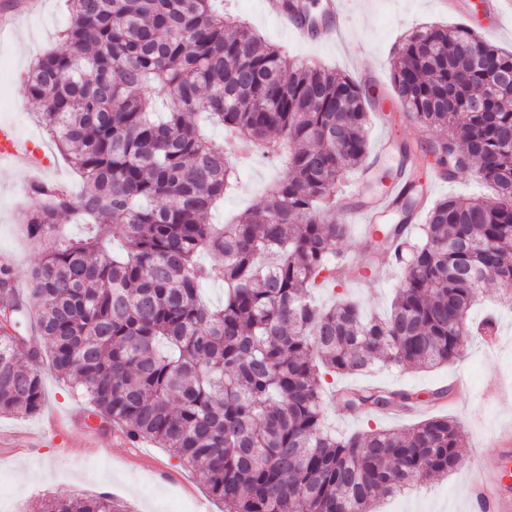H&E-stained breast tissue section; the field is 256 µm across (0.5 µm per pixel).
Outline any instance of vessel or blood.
<instances>
[{"instance_id": "obj_1", "label": "vessel or blood", "mask_w": 512, "mask_h": 512, "mask_svg": "<svg viewBox=\"0 0 512 512\" xmlns=\"http://www.w3.org/2000/svg\"><path fill=\"white\" fill-rule=\"evenodd\" d=\"M264 12L272 18L288 22L290 28L305 42L320 41L332 34L346 9L345 0H320V25L312 27L304 12L303 0H262ZM443 13L472 21L475 11H482L483 27L495 33L502 29L506 12H512V0H437ZM49 162L37 138L23 139L7 124H0V167L24 168L30 182H41ZM417 181L414 168H405L399 181L380 198L346 206L353 221L378 224L392 211L398 201ZM83 417L74 413L65 417L52 416L40 431L0 432V446L31 450L42 443L45 435L63 438L65 433L81 426ZM497 454L477 455L471 462L468 496L471 512H512V433L503 432L497 438Z\"/></svg>"}]
</instances>
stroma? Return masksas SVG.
Segmentation results:
<instances>
[{"label":"stroma","instance_id":"35a3bbf8","mask_svg":"<svg viewBox=\"0 0 512 512\" xmlns=\"http://www.w3.org/2000/svg\"><path fill=\"white\" fill-rule=\"evenodd\" d=\"M66 11L65 0H38L37 8L21 14L14 28L0 36V122L12 125L20 137L36 136L39 107L25 88L22 75L32 59L57 44L56 32ZM224 11L245 21L267 42L280 47L298 63L333 69L358 76L362 64H370L378 75L371 90L385 105L383 116H371L368 138L371 147H378L383 138H391L392 148L386 165L397 166L401 146L417 148L434 140V133L423 130L415 120L401 116L392 84L395 48L402 36L425 25L453 27L456 18L440 13L436 0H349L341 31L336 37L314 44L300 42L288 26L267 17L261 0H224ZM279 161L262 158L251 165L249 179L243 190L224 200V216L251 207L264 205V184L268 176L281 171ZM26 181L24 169L0 170V255L13 258L18 286H25L30 269L41 253L32 248L22 235L19 215L25 205L19 191ZM402 273L390 268L382 278H369L347 285L349 294L364 301L367 308L383 314L389 311ZM503 285L493 282L484 288L475 306L473 317L486 311H497L500 319L501 347L494 356H487L477 338H468L461 357L453 363L431 369H401L378 365L368 376L344 378L347 386L376 384L389 388H406L425 393L437 388L449 391L436 413L457 419L465 431L464 455L480 449L495 450L498 432L512 425V308L504 306ZM500 379L510 392V399L490 402L482 390L488 378ZM45 402L41 414L26 417H0L1 429L38 428L47 413L79 411L80 404L52 372L44 374ZM329 426L339 433H352L372 427H402L416 422V415L392 407L390 414L377 418H354L337 401L327 405ZM84 434L71 432L68 455H59L58 443L47 439L28 457L0 459V484L12 492L13 503L22 512H39L45 497L67 498L80 493L95 495L100 481H109L111 495L125 505L128 512H167L168 504L180 506L182 512H220L221 505L202 485L198 474L183 469L177 459L161 448H149V459L132 463L128 451L119 445L106 447L100 456L106 469L87 474L75 470L78 461L91 460L83 442ZM167 468L170 480L156 477V468ZM468 474L461 471L448 478L418 485L413 490L381 500L378 512H470L467 492Z\"/></svg>","mask_w":512,"mask_h":512}]
</instances>
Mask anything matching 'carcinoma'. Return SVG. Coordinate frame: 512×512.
I'll list each match as a JSON object with an SVG mask.
<instances>
[{
    "label": "carcinoma",
    "instance_id": "cac0c4a2",
    "mask_svg": "<svg viewBox=\"0 0 512 512\" xmlns=\"http://www.w3.org/2000/svg\"><path fill=\"white\" fill-rule=\"evenodd\" d=\"M215 2L66 0L61 47L27 69L48 138L81 188L30 186L35 204L21 223L42 259L28 274L29 302L14 267L0 264V415L41 411L46 359L92 415L198 470L224 512H375L384 496L461 470L462 429L430 415L338 437L324 427L327 378L381 361L457 360L481 288L512 283V91L496 87L512 52L467 25L398 46V100L438 137L421 154L401 147V164L376 170L375 183L409 164L452 177L468 156L494 197L435 200L411 236L418 202L408 195L377 250L393 248L410 273L390 313L366 317L345 294L323 306L311 290L352 277L336 251L349 225L335 213L343 177L366 165L369 96L349 75L289 59ZM460 84L483 111L451 105ZM212 126L282 162L266 206L231 224L211 218L246 167L211 139ZM63 216L90 233L68 237ZM116 235L122 256L109 250ZM203 252L215 263H201ZM214 279L224 282L219 306L200 295ZM336 398L355 416L421 401L375 385ZM41 509L124 512L102 493Z\"/></svg>",
    "mask_w": 512,
    "mask_h": 512
}]
</instances>
